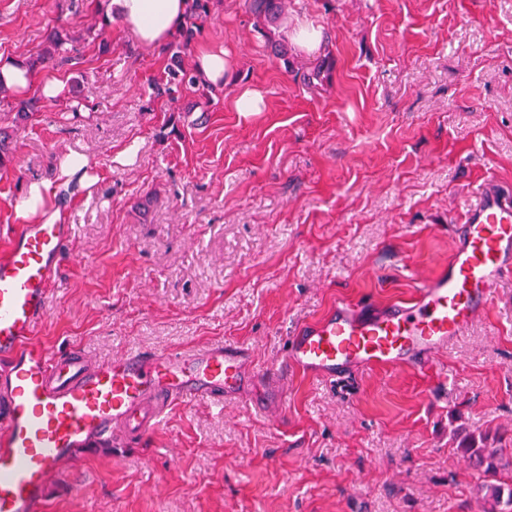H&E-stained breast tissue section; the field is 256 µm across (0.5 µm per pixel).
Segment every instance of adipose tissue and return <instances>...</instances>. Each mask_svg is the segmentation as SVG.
I'll return each instance as SVG.
<instances>
[{
  "mask_svg": "<svg viewBox=\"0 0 512 512\" xmlns=\"http://www.w3.org/2000/svg\"><path fill=\"white\" fill-rule=\"evenodd\" d=\"M111 3L113 29L131 33L140 44L150 48L171 39L186 7L185 0H111ZM86 164L85 158L71 155L60 162L54 180L29 183L20 213L35 217L42 224L62 222L60 211L53 209L51 202Z\"/></svg>",
  "mask_w": 512,
  "mask_h": 512,
  "instance_id": "1",
  "label": "adipose tissue"
}]
</instances>
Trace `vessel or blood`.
Listing matches in <instances>:
<instances>
[{
    "mask_svg": "<svg viewBox=\"0 0 512 512\" xmlns=\"http://www.w3.org/2000/svg\"><path fill=\"white\" fill-rule=\"evenodd\" d=\"M68 224H21L0 258V512H43L63 463L82 448L122 442L160 424L172 405L216 407L260 389L279 415L289 371L327 380L359 367L423 369L491 304L512 273V199L485 182L457 227L448 261L416 285L411 303L337 304L288 338L265 372L242 345L126 351L102 362L34 341L54 312Z\"/></svg>",
    "mask_w": 512,
    "mask_h": 512,
    "instance_id": "obj_1",
    "label": "vessel or blood"
}]
</instances>
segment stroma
<instances>
[{"instance_id": "stroma-1", "label": "stroma", "mask_w": 512, "mask_h": 512, "mask_svg": "<svg viewBox=\"0 0 512 512\" xmlns=\"http://www.w3.org/2000/svg\"><path fill=\"white\" fill-rule=\"evenodd\" d=\"M97 19L96 0H0L1 63L74 37L30 89L63 97L0 169V256L30 181L72 152L93 179L53 201L74 234L42 346L102 362L230 342L270 366L337 302L410 300L485 180L512 191V0H288L276 40L317 30L329 58L311 84L310 53L275 57L245 0H212L185 58L233 60L209 99L157 92L163 48L81 41ZM246 90L262 111H237ZM457 427L512 448V278L426 369L294 374L278 420L245 399L173 406L137 443L82 449L47 512H484Z\"/></svg>"}]
</instances>
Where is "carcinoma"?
Instances as JSON below:
<instances>
[{
    "instance_id": "cac0c4a2",
    "label": "carcinoma",
    "mask_w": 512,
    "mask_h": 512,
    "mask_svg": "<svg viewBox=\"0 0 512 512\" xmlns=\"http://www.w3.org/2000/svg\"><path fill=\"white\" fill-rule=\"evenodd\" d=\"M247 2L255 30L266 36L270 35V26L285 11V0H247ZM209 14L210 0H188L183 20L166 47L171 64L166 72L163 90L170 93L175 88H192L205 98L208 97V93L215 90L214 86L197 76L195 68L186 67L183 60L191 42L200 32ZM111 26L112 23L108 22L106 17H101L100 23L86 28L85 41L97 42L100 49L107 50L106 34ZM66 41H68L67 35L59 30L53 31L49 35L48 44L37 57L23 60L27 71L32 73L38 66L56 60ZM37 111V101L29 99L20 102L16 106V112L3 113V116L10 120L12 130L8 131L0 126V167L12 160L14 133L26 127ZM453 438L459 439L458 447L463 455L467 456L483 473L479 493L489 504L487 512H504L501 509L503 504L512 507V460H504V449L491 446L489 435L486 433L472 432L461 438L455 433Z\"/></svg>"
}]
</instances>
